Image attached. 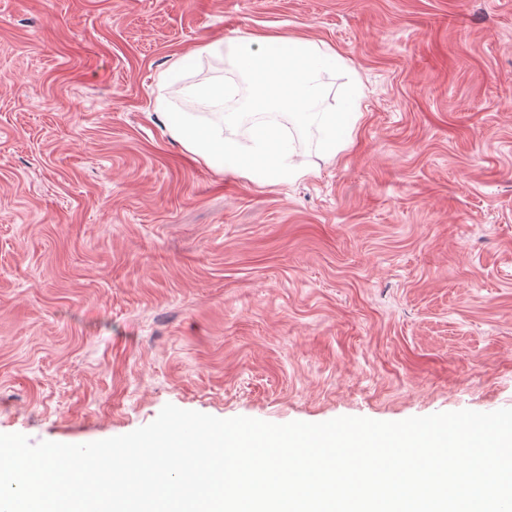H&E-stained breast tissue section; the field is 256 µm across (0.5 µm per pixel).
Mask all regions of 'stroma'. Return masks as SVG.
<instances>
[{"label": "stroma", "mask_w": 512, "mask_h": 512, "mask_svg": "<svg viewBox=\"0 0 512 512\" xmlns=\"http://www.w3.org/2000/svg\"><path fill=\"white\" fill-rule=\"evenodd\" d=\"M332 46L355 136L310 177L198 162L207 43ZM198 68L163 74L192 49ZM512 408V0H0V433Z\"/></svg>", "instance_id": "35a3bbf8"}]
</instances>
